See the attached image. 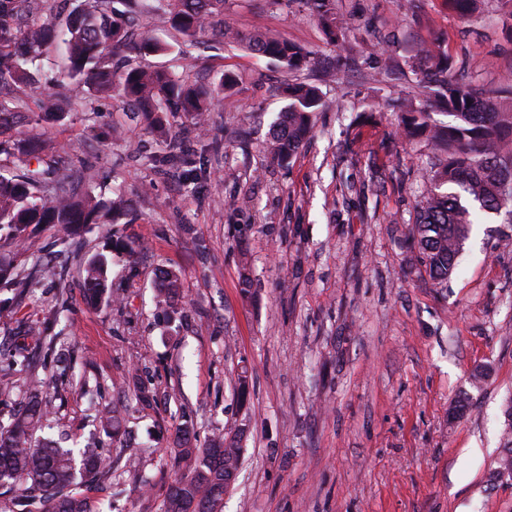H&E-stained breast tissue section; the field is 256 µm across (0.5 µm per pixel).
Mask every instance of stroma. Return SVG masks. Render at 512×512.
Wrapping results in <instances>:
<instances>
[{
	"label": "stroma",
	"instance_id": "obj_1",
	"mask_svg": "<svg viewBox=\"0 0 512 512\" xmlns=\"http://www.w3.org/2000/svg\"><path fill=\"white\" fill-rule=\"evenodd\" d=\"M343 21L330 40L302 0H225L224 24L270 34L311 54L288 71L245 44L197 35L191 55L141 57L190 78L235 82L210 113L219 146L199 142L207 177L197 189L159 175L158 136L123 109L120 96L47 126L69 147L84 184L111 197L122 189L138 218L80 228L75 251L0 313V343L19 317L59 335L67 364L47 345L0 380V421L38 377L52 402L44 438L72 448L95 441L115 454L95 423L99 408L124 407L132 449L149 446L117 483L83 486L111 512H164L177 427L192 442L243 429L244 459L224 512H512V481L493 478L512 443V246L499 216L473 225L456 272L433 282L408 237L437 158L407 139L391 110L418 95L420 71L404 60L436 43L466 79L512 85V27L499 0L461 17L448 0H335ZM401 71L382 75L385 61ZM316 85L334 106L313 116L310 139L291 163L267 156L286 84ZM120 124L122 138L98 133ZM136 244L110 279L122 305L87 301L81 268L113 231ZM180 271L185 317L170 329L155 316L156 273ZM249 285H242L241 271ZM247 369L239 402L228 380ZM486 370L474 385L475 370ZM153 393L139 399L138 387ZM463 416L453 417L458 399Z\"/></svg>",
	"mask_w": 512,
	"mask_h": 512
}]
</instances>
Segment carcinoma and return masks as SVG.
I'll list each match as a JSON object with an SVG mask.
<instances>
[{
	"instance_id": "cac0c4a2",
	"label": "carcinoma",
	"mask_w": 512,
	"mask_h": 512,
	"mask_svg": "<svg viewBox=\"0 0 512 512\" xmlns=\"http://www.w3.org/2000/svg\"><path fill=\"white\" fill-rule=\"evenodd\" d=\"M336 39L342 24L336 20L334 0H303ZM122 8H117L116 4ZM184 45L195 44L197 34L211 29L223 40H240L237 32L224 27V0H155ZM142 0H0V250L10 249L12 258H0V284L25 288L47 269L45 258L31 255L23 262L33 224H57L67 241L82 224H96L100 216L129 215V204L121 192L103 199L91 190L79 191L83 175L64 146L38 132L20 128L38 112L46 121L68 112L95 114L93 101L121 87L124 104L139 113L156 132L168 137L169 117L180 112L191 117L196 136L209 133L207 117L224 89L234 84L227 73L210 83H192L164 68H145L115 61V51L133 37L129 22L142 16ZM249 49L298 70L309 62V52L268 35L246 40ZM60 52L63 78L55 84L53 97H38L40 74L36 61L49 49ZM424 67L426 79L421 95L448 111L444 126L430 122V113L408 101L396 113L400 126L412 137L424 138L444 154L429 186L425 187L410 237L418 248V261L428 276L439 283L453 273L471 225L483 214L503 216L512 224V198L500 195L499 187L512 184V112L500 111L498 100L512 96V87H485L459 76L448 56L436 46H424L414 54ZM87 88V96L74 94ZM331 107L319 89L309 83L288 86V107L269 132L264 150L279 162L290 161L312 132V116ZM189 137L171 139L163 155L153 159L163 174L197 180L193 161L179 153ZM112 246L91 256L82 268L83 284L93 301L112 300L109 274L114 258L132 260L134 242L112 233ZM156 310L169 322L180 313L183 296L179 271H160ZM40 335L37 325L23 323L8 348L0 347L7 366H23L28 360V340ZM50 401L40 380L29 387L26 404L6 426H0V487L22 486L12 500L11 512H32L38 502L42 512H90L86 497L75 487L112 477L120 463L105 455L93 442L78 450L41 445L35 432L50 413ZM105 432L120 425V409L113 405L97 417ZM190 425L177 429L174 459L184 472L170 483L164 512H222L227 491L224 477L240 470L243 457L242 431L212 438L209 448L191 442Z\"/></svg>"
}]
</instances>
